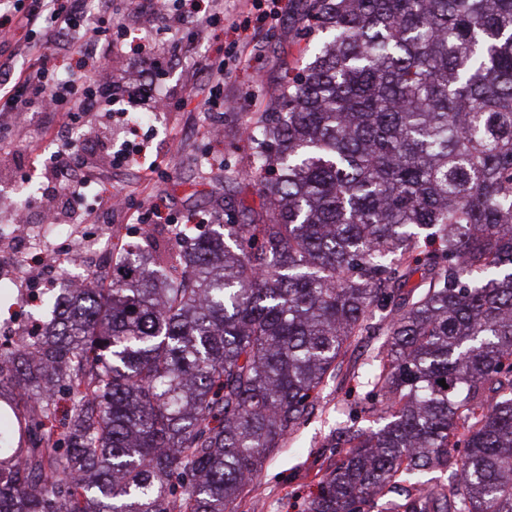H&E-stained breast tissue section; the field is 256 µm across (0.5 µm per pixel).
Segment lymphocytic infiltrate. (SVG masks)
Returning <instances> with one entry per match:
<instances>
[{"mask_svg":"<svg viewBox=\"0 0 512 512\" xmlns=\"http://www.w3.org/2000/svg\"><path fill=\"white\" fill-rule=\"evenodd\" d=\"M21 0H0V39L13 40L18 31L45 32L57 43L76 41L80 47L81 65L78 78L63 79L48 72L43 66L29 65L14 74L0 75V112H25L32 106H40L47 112L63 113L68 123H77L87 112L99 105L103 94L122 88L127 96L135 97L143 88L136 81L117 85L116 81L100 63L103 51L130 48L145 65H155V47L151 41H142L136 46L127 44L126 15H137L144 11L159 13L168 33L188 31L198 37V0H168L158 5L157 0H126L124 13L114 15L111 24L113 37L103 41L99 26L82 12L80 0H72L69 8H56L54 0H33L28 11H20ZM86 147L71 141L57 145L55 181L45 189L53 214H68L72 223H84V203L96 189L91 177L70 179L68 167L72 160L87 158Z\"/></svg>","mask_w":512,"mask_h":512,"instance_id":"1","label":"lymphocytic infiltrate"}]
</instances>
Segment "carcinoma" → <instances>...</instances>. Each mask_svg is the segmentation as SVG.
Returning a JSON list of instances; mask_svg holds the SVG:
<instances>
[{"label":"carcinoma","instance_id":"carcinoma-1","mask_svg":"<svg viewBox=\"0 0 512 512\" xmlns=\"http://www.w3.org/2000/svg\"><path fill=\"white\" fill-rule=\"evenodd\" d=\"M304 2L321 38L245 128L261 210L122 248L0 351V382L39 399L27 447L0 432V512H234L387 308L361 410L391 420L337 430L307 512L434 469L444 501L404 512H512V0Z\"/></svg>","mask_w":512,"mask_h":512}]
</instances>
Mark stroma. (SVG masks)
<instances>
[{
  "label": "stroma",
  "instance_id": "obj_1",
  "mask_svg": "<svg viewBox=\"0 0 512 512\" xmlns=\"http://www.w3.org/2000/svg\"><path fill=\"white\" fill-rule=\"evenodd\" d=\"M297 12L296 0H282L275 23L253 15L246 18L255 47L245 64L231 65L220 112L202 105L209 76L199 62L229 51L233 33L221 25L210 27L201 42L177 45L171 35L161 33L160 18H137L131 39L155 36L159 59L144 82L153 93L170 96L179 105L154 121L138 124L132 134L125 131L122 120L110 118L109 106L87 116L88 125L111 137L113 148L133 139L143 145L144 154L137 162L115 165L98 154L92 166L83 167V174L93 175L103 193L130 201L129 206L109 209L103 201L90 199L91 215L83 233H102L116 243L144 246L149 239L171 237L179 223L223 222L228 200L259 208L262 199L256 187L232 178L240 158L249 152L241 116L265 111L287 72L304 63L307 43L294 23ZM13 126L14 133L0 131V225L13 223L21 205L26 206L28 218H35L42 195L26 196L22 189L30 181H45L50 164L43 147L64 133L60 116L33 110L22 113ZM142 205L152 207L156 215L145 225L136 221ZM171 215L176 224L168 223ZM48 287V280L38 279L29 267L21 268L12 285L0 287V294L10 302L9 307H0V340L15 338L38 311L36 304H21V296ZM381 342V337L364 336L349 348L340 378L323 386L308 419L268 454L239 497L237 512H307L324 474L343 454L335 446L336 429L351 422L350 408L363 401L369 389L367 370L375 363Z\"/></svg>",
  "mask_w": 512,
  "mask_h": 512
}]
</instances>
